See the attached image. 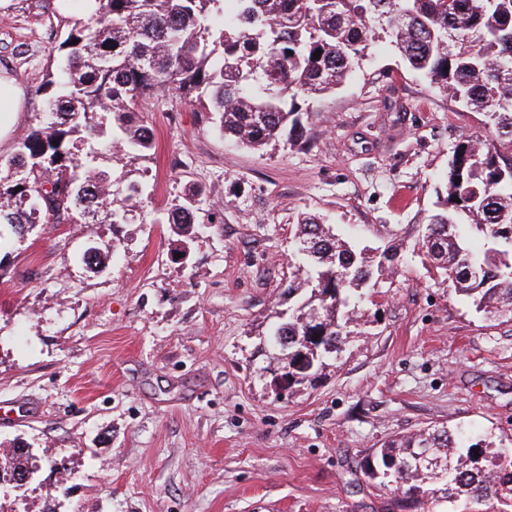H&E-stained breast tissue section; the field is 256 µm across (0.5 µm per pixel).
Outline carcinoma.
<instances>
[{
  "instance_id": "carcinoma-1",
  "label": "carcinoma",
  "mask_w": 512,
  "mask_h": 512,
  "mask_svg": "<svg viewBox=\"0 0 512 512\" xmlns=\"http://www.w3.org/2000/svg\"><path fill=\"white\" fill-rule=\"evenodd\" d=\"M97 2L91 21L58 44L61 67L45 75L53 120L29 128L4 162L13 189L0 192L7 197L0 225L48 224L64 213L84 223L107 198L119 221L142 189L132 184L119 196L104 163L153 148L135 112L140 98L166 87L196 98L246 147L260 149L285 129L308 142L296 100L335 91L381 29L414 72L489 117V132L455 146L447 195L417 247L477 310L512 313V161L500 150L512 148V0ZM200 210L192 193L171 207L167 223L186 230ZM471 237L487 248L471 250ZM395 255L393 245L371 255L316 217H298L288 286L294 303L270 310L262 332L280 349L288 388L315 381L342 352L349 324L363 315L355 292ZM32 459L19 452L0 466V480L38 469ZM363 473L391 487V512H416L429 501L450 504V512H512V449L484 440L465 447L446 426L386 441Z\"/></svg>"
}]
</instances>
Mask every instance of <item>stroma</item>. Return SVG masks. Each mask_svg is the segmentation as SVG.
<instances>
[{"label":"stroma","mask_w":512,"mask_h":512,"mask_svg":"<svg viewBox=\"0 0 512 512\" xmlns=\"http://www.w3.org/2000/svg\"><path fill=\"white\" fill-rule=\"evenodd\" d=\"M0 8V73L23 104L0 157L44 123L52 50L79 0ZM154 147L112 162L147 195L124 222L0 228V456L32 449L40 486L0 512H384L362 472L387 438L431 425L512 448V315L475 308L415 246L445 196L455 144L483 113L448 99L379 36L336 93L302 103L309 148L252 151L191 98L139 102ZM195 188L213 218L180 236L163 217ZM361 244L403 237L393 280L314 385L277 396L260 340L287 304L298 213ZM111 249L106 267L82 260Z\"/></svg>","instance_id":"1"}]
</instances>
